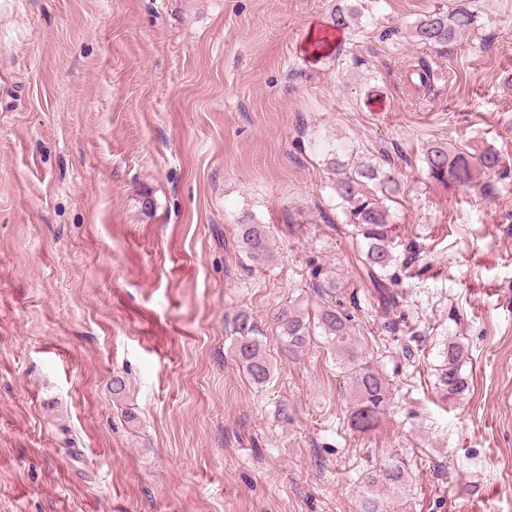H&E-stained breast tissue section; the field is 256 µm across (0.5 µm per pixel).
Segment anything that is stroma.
<instances>
[{
  "instance_id": "1",
  "label": "stroma",
  "mask_w": 512,
  "mask_h": 512,
  "mask_svg": "<svg viewBox=\"0 0 512 512\" xmlns=\"http://www.w3.org/2000/svg\"><path fill=\"white\" fill-rule=\"evenodd\" d=\"M440 1L0 0V512H358L397 459L411 512H512V174L487 197L420 161L512 156V0H470L445 52L412 36ZM349 8L339 55L309 53ZM418 56L443 75L426 95ZM338 161L399 184L397 308L330 226ZM246 223L273 225L271 261L237 252ZM317 270L394 394L368 435L323 336L295 359L274 338ZM244 310L262 388L234 356ZM451 340L468 388L446 400ZM422 162L428 180L443 188L477 187L480 173L510 172L505 156L496 148L485 146L480 150L446 143H430L423 148ZM235 357L245 367L257 386L265 385L272 376L273 366L266 353V336L258 330L246 311L236 318Z\"/></svg>"
}]
</instances>
